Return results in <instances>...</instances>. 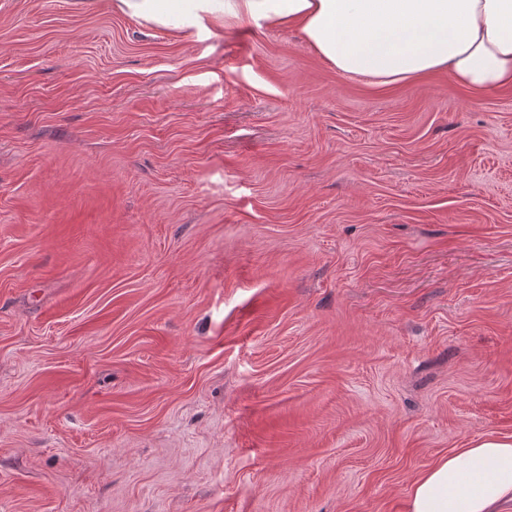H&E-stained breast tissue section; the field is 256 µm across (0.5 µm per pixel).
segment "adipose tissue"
I'll return each mask as SVG.
<instances>
[{
  "label": "adipose tissue",
  "instance_id": "ef3b65f1",
  "mask_svg": "<svg viewBox=\"0 0 512 512\" xmlns=\"http://www.w3.org/2000/svg\"><path fill=\"white\" fill-rule=\"evenodd\" d=\"M175 35L247 18L295 25L340 74L376 85L437 72L475 92L512 87V0H110ZM512 503V437H477L412 483L408 512H499Z\"/></svg>",
  "mask_w": 512,
  "mask_h": 512
}]
</instances>
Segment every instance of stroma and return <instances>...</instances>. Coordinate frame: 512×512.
<instances>
[{
	"mask_svg": "<svg viewBox=\"0 0 512 512\" xmlns=\"http://www.w3.org/2000/svg\"><path fill=\"white\" fill-rule=\"evenodd\" d=\"M483 436L512 88L0 0V512H407Z\"/></svg>",
	"mask_w": 512,
	"mask_h": 512,
	"instance_id": "stroma-1",
	"label": "stroma"
}]
</instances>
